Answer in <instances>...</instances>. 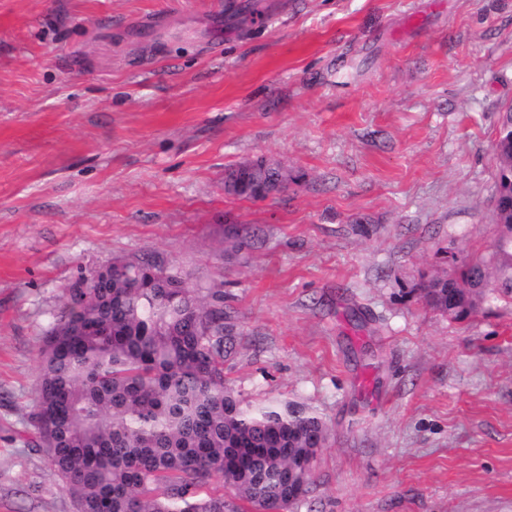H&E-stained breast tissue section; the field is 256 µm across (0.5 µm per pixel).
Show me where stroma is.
Listing matches in <instances>:
<instances>
[{
    "label": "stroma",
    "mask_w": 512,
    "mask_h": 512,
    "mask_svg": "<svg viewBox=\"0 0 512 512\" xmlns=\"http://www.w3.org/2000/svg\"><path fill=\"white\" fill-rule=\"evenodd\" d=\"M511 106L512 0H0V512H74L43 334L145 256L223 291L235 392L323 418L288 512H512V297L421 293L493 248ZM259 157L287 187L225 193Z\"/></svg>",
    "instance_id": "stroma-1"
}]
</instances>
